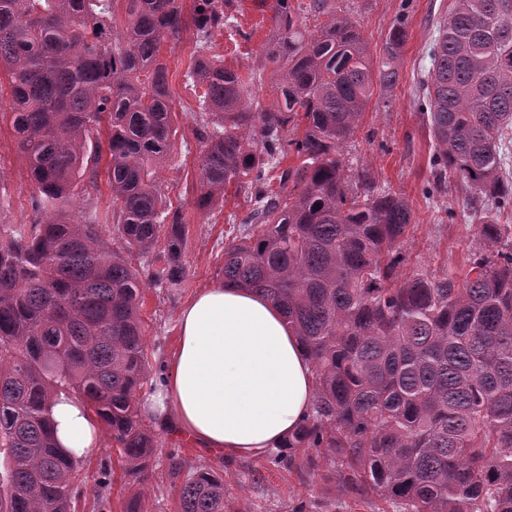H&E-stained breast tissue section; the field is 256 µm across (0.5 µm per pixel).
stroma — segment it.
Listing matches in <instances>:
<instances>
[{
	"label": "stroma",
	"instance_id": "obj_1",
	"mask_svg": "<svg viewBox=\"0 0 512 512\" xmlns=\"http://www.w3.org/2000/svg\"><path fill=\"white\" fill-rule=\"evenodd\" d=\"M450 0H336L339 9L355 20L368 44L373 64L382 61L384 39L400 14H407L406 42L402 48L398 83L390 89L375 87L354 141L344 157L354 166L366 168L379 186L407 199L412 224L404 240L405 261L401 276L425 270L440 275L464 266L478 248L475 222L451 223L446 208L463 202L457 190L432 192L434 181L430 159L434 141L427 117L418 106L420 82L429 61L425 49L435 36L438 22L448 12ZM238 25L214 37L213 54L227 67L259 70L271 22L258 11L253 0H240ZM173 95L172 123L176 130L168 158L157 178L163 193L173 204L181 205L188 217L183 254L186 272L174 288L144 285L140 317L147 342L146 357L151 369H159L175 347L179 336L178 312L183 304L203 289L224 280V246L232 239L234 227L249 211L244 195L226 192L223 201L210 211L197 210L201 146L196 139V97L186 84L185 73L193 62L188 39L170 40L164 46ZM28 164L16 148L10 106L0 103V195L7 206L0 212V223L13 227L29 223L30 198L34 186ZM174 433L163 432L162 446L156 451L158 463L147 485L150 495L147 512H170L181 482L171 474L168 451ZM180 442L185 464H205L223 470L229 485L230 512H289L293 501H306L309 512H338L341 494L320 477L302 476L273 466L271 455L259 458L227 457L208 448ZM111 470L113 480L100 486L103 470ZM75 481L81 496L76 512H123L127 494L123 489L118 450L110 436H103L99 448L77 460Z\"/></svg>",
	"mask_w": 512,
	"mask_h": 512
}]
</instances>
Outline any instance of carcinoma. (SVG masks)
Segmentation results:
<instances>
[{
    "mask_svg": "<svg viewBox=\"0 0 512 512\" xmlns=\"http://www.w3.org/2000/svg\"><path fill=\"white\" fill-rule=\"evenodd\" d=\"M258 4L271 105L249 91L262 73L210 55L239 0H0V69L36 190L29 228L0 232V512H72L76 460L50 417L62 394L93 409L119 448L125 512H145L162 439L137 401L150 370L132 258L154 286L185 275L184 215L156 178L175 135L162 50L184 33L201 90L194 206L233 184L247 197L224 282L276 305L313 367L314 406L274 464L396 512H512V224L477 225L460 274L399 277L408 202L341 152L374 85L398 79L405 20L375 68L334 0ZM427 57L436 184L465 193L449 219L512 214V0H451ZM288 156L300 164L281 168ZM104 159L112 209L76 219L65 206ZM170 467L184 473L173 512H224L223 473L174 453Z\"/></svg>",
    "mask_w": 512,
    "mask_h": 512,
    "instance_id": "cac0c4a2",
    "label": "carcinoma"
}]
</instances>
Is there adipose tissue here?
I'll use <instances>...</instances> for the list:
<instances>
[{
  "label": "adipose tissue",
  "mask_w": 512,
  "mask_h": 512,
  "mask_svg": "<svg viewBox=\"0 0 512 512\" xmlns=\"http://www.w3.org/2000/svg\"><path fill=\"white\" fill-rule=\"evenodd\" d=\"M179 339L162 382L141 407L160 425L227 456L255 458L288 439L311 410L313 372L280 311L242 288L200 291L178 315ZM55 437L79 459L101 443L84 403L59 397Z\"/></svg>",
  "instance_id": "1"
}]
</instances>
